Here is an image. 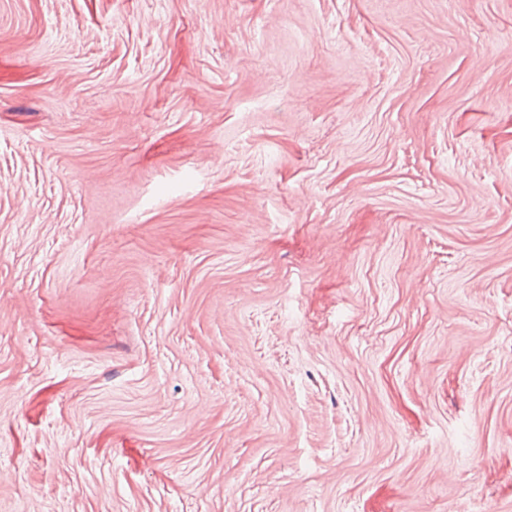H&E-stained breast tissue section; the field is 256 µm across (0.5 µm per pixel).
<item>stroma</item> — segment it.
Returning <instances> with one entry per match:
<instances>
[{"label": "stroma", "instance_id": "stroma-1", "mask_svg": "<svg viewBox=\"0 0 512 512\" xmlns=\"http://www.w3.org/2000/svg\"><path fill=\"white\" fill-rule=\"evenodd\" d=\"M0 512H512V0H0Z\"/></svg>", "mask_w": 512, "mask_h": 512}]
</instances>
